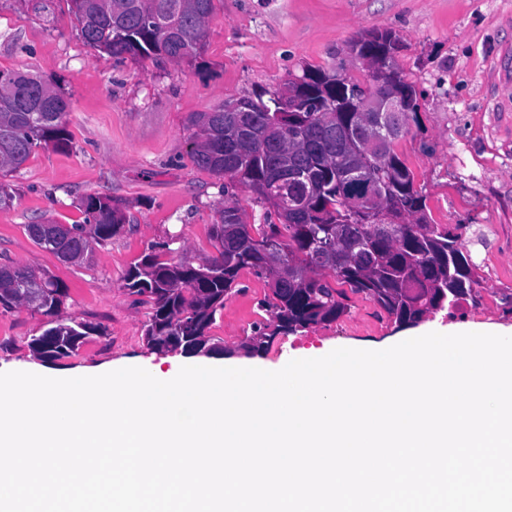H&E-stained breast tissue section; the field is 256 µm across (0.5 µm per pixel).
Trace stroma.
I'll return each mask as SVG.
<instances>
[{
    "label": "stroma",
    "mask_w": 512,
    "mask_h": 512,
    "mask_svg": "<svg viewBox=\"0 0 512 512\" xmlns=\"http://www.w3.org/2000/svg\"><path fill=\"white\" fill-rule=\"evenodd\" d=\"M389 29L404 43L399 62L422 98L419 122L399 141L400 157L428 196L437 224L462 225L478 263L477 301L435 321L472 330L512 326V86L497 63L512 49V0H219L205 49L191 62L117 61L78 36L67 0H0V69L40 76L71 101L66 116L73 148H39L9 181L13 201L0 209V265L45 271L68 287L65 312L96 334L59 360L34 356L28 342L44 316L0 308V372L66 374L109 364L170 370L186 363L271 366L301 350L391 344L421 334L381 317L365 295L330 323L277 336L263 351L244 346L256 324L267 280L241 272L209 330L211 355L156 352L143 337L148 297L129 294L131 266L170 237L171 261L215 255L212 224L226 198L222 181L189 159L187 118L279 87L302 67L333 70L350 62L360 32ZM109 195L131 222L88 264H71L37 245L34 222L80 224V201Z\"/></svg>",
    "instance_id": "stroma-1"
}]
</instances>
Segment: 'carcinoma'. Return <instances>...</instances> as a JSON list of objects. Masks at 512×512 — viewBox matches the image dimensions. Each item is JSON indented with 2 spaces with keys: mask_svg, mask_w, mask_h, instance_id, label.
Listing matches in <instances>:
<instances>
[{
  "mask_svg": "<svg viewBox=\"0 0 512 512\" xmlns=\"http://www.w3.org/2000/svg\"><path fill=\"white\" fill-rule=\"evenodd\" d=\"M84 43L113 58L181 61L200 55L215 0H68ZM403 48L391 30L372 29L351 42V52H374V68L399 83L416 122L420 94L398 63ZM330 71L302 69L284 86L253 98L250 112H226L219 106L188 117L192 164L217 177L222 187L239 184L255 200L273 209L278 222L249 224L233 201L219 210L212 238L217 254L194 266L162 262L153 253L131 267L124 288L152 300L144 325L147 345L163 352L176 341L209 346L208 330L239 274L252 271L270 280L272 294L261 306L271 323H259L248 343L260 352L271 337L294 334L333 322L348 312V293L368 296L387 317L414 325L445 308L475 300L480 281L477 264L463 251V225L434 224L427 195L413 171L396 152L411 128L394 127L374 114L365 118L383 135L382 165L359 154L353 126L365 120L349 111L357 83L340 86ZM0 208L13 200L5 177L18 171L35 149L71 146L66 129L69 103L41 77L0 69ZM298 90L294 112L278 111L280 97ZM296 179L309 190L304 205L294 203L292 186L279 181L282 155ZM82 224H28V235L61 260L83 263L92 244L105 245L130 222L125 208L109 196L89 195L81 202ZM47 298L36 312L48 328L29 342L38 357L71 356L96 328L63 313L68 288L46 272L0 266V306H27L26 298Z\"/></svg>",
  "mask_w": 512,
  "mask_h": 512,
  "instance_id": "obj_1",
  "label": "carcinoma"
}]
</instances>
